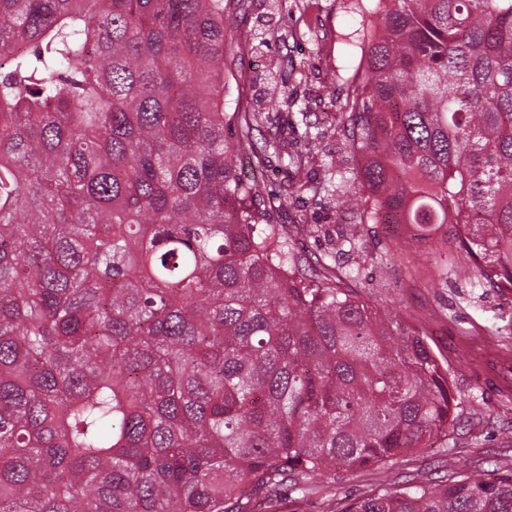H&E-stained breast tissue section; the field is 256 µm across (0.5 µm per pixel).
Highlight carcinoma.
Listing matches in <instances>:
<instances>
[{
    "label": "carcinoma",
    "instance_id": "cac0c4a2",
    "mask_svg": "<svg viewBox=\"0 0 512 512\" xmlns=\"http://www.w3.org/2000/svg\"><path fill=\"white\" fill-rule=\"evenodd\" d=\"M224 0H0V512H255L448 440V360L306 264L238 175ZM326 188L474 288L512 285V0H378ZM264 150L280 154L266 117ZM307 190L305 156L288 154ZM336 512H512V474Z\"/></svg>",
    "mask_w": 512,
    "mask_h": 512
}]
</instances>
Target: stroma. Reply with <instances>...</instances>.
Masks as SVG:
<instances>
[{"instance_id": "obj_1", "label": "stroma", "mask_w": 512, "mask_h": 512, "mask_svg": "<svg viewBox=\"0 0 512 512\" xmlns=\"http://www.w3.org/2000/svg\"><path fill=\"white\" fill-rule=\"evenodd\" d=\"M377 0H227L224 12L225 111L251 105L272 109L270 100L286 98L278 110L284 137L308 155L305 175L319 181L327 162L342 157L360 162L348 146L338 112L349 81L376 21ZM335 85V96L326 88ZM309 120H302V113ZM239 169L256 177L262 201L274 202L277 223L292 228L316 225L311 235L294 233L297 253L323 257L345 227L347 216L334 197L304 191L286 195L292 173L284 160L270 158L257 169L250 148H242ZM358 285L380 303H397L416 328L426 331L436 353L450 369L457 400V426L446 448H422L397 457L388 468L337 470L310 478L305 498L293 512H334L391 478L430 475L431 471L495 478L512 472V443L503 430L512 420V289L473 288L464 279L433 269L427 252L406 247L404 257L387 269L364 263Z\"/></svg>"}]
</instances>
